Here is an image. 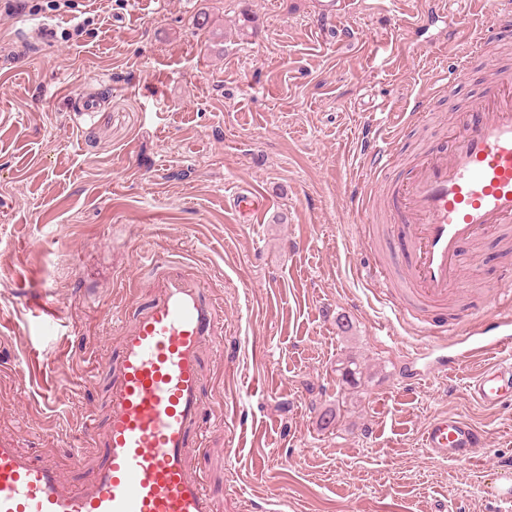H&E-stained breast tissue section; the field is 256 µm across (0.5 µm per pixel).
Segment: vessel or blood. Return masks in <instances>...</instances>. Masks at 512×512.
<instances>
[{
  "label": "vessel or blood",
  "mask_w": 512,
  "mask_h": 512,
  "mask_svg": "<svg viewBox=\"0 0 512 512\" xmlns=\"http://www.w3.org/2000/svg\"><path fill=\"white\" fill-rule=\"evenodd\" d=\"M512 30V13L497 14L491 30L477 28L474 50ZM449 150L426 152L384 205L406 227L407 265L401 273L412 312L447 308L465 277L463 247L512 224V74L487 81L471 108L448 123ZM270 207L259 190L236 192L240 215L261 217ZM156 273L148 302L123 326L112 360V397L105 431L86 418L80 433L97 442L102 461L82 483L0 438V512H215L192 461L201 448V355L218 329V310L192 275L173 261L151 258ZM455 329L457 361L476 365L469 385L478 405L512 402V314L479 313ZM427 452L468 460L488 445L480 427L457 414L432 420L422 432Z\"/></svg>",
  "instance_id": "1"
}]
</instances>
